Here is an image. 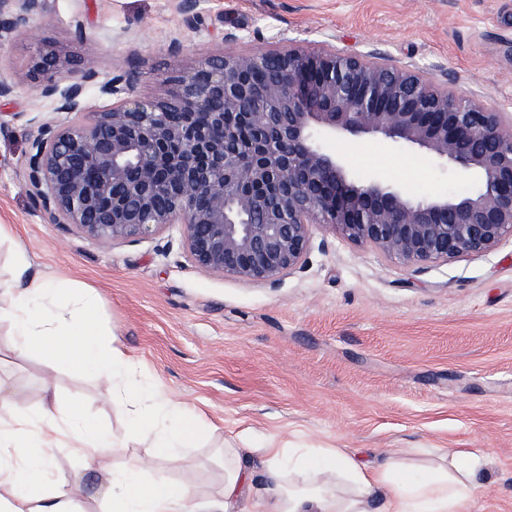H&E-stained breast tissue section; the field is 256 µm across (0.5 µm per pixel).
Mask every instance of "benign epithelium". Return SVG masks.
<instances>
[{
    "instance_id": "1",
    "label": "benign epithelium",
    "mask_w": 512,
    "mask_h": 512,
    "mask_svg": "<svg viewBox=\"0 0 512 512\" xmlns=\"http://www.w3.org/2000/svg\"><path fill=\"white\" fill-rule=\"evenodd\" d=\"M42 7L0 0V43ZM236 42L224 37V53L184 72L183 44L171 39V88L152 100L132 96L135 69L100 84L94 61L71 70L39 48L36 93L63 119L42 122L31 141L25 180L36 207L101 247L181 224L198 270L272 287L303 265L316 224L419 268L512 239L511 112L383 56ZM96 84L115 102L80 119ZM367 136L418 149L472 188L412 199L329 148Z\"/></svg>"
}]
</instances>
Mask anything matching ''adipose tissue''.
Masks as SVG:
<instances>
[{"mask_svg":"<svg viewBox=\"0 0 512 512\" xmlns=\"http://www.w3.org/2000/svg\"><path fill=\"white\" fill-rule=\"evenodd\" d=\"M16 266L15 282L0 290V321L12 325L17 349L67 362L111 383L113 400L131 415L132 431L151 437L156 457L177 460L202 431V417L140 384L137 363L104 336L93 289L29 276L22 257ZM43 392L37 416L13 407L9 420L0 419V512H73L78 481L57 478V453L93 459L116 446L111 431L91 424L79 406H62L52 383H44ZM262 453L267 463L262 484H254L248 469L233 465L224 474L220 499L196 497L185 483L144 480L137 468L103 476L100 494L113 512H237L246 498L252 512H369L375 500L381 503L378 512H471L468 480L481 464L476 453L458 451L447 466L417 475L396 458L375 467L340 448H298L289 455L266 447ZM287 463L307 474L305 484L286 483ZM339 475L351 484L350 494L330 489Z\"/></svg>","mask_w":512,"mask_h":512,"instance_id":"obj_1","label":"adipose tissue"}]
</instances>
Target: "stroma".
<instances>
[{
	"label": "stroma",
	"instance_id": "stroma-1",
	"mask_svg": "<svg viewBox=\"0 0 512 512\" xmlns=\"http://www.w3.org/2000/svg\"><path fill=\"white\" fill-rule=\"evenodd\" d=\"M197 10L205 23L195 29L176 0H44L28 27L0 44V80L14 88L0 100V225L11 228L0 239V283L11 282L21 247L31 274L94 288L100 325L137 360L140 381L204 414L197 447L178 465L157 461L148 478L218 496L225 449L246 451L259 480L265 463L252 451L270 442L341 448L374 466L392 455L423 470L444 454L478 450L485 464L473 512H512L511 239L417 271L315 225L303 266L272 287L200 272L178 224L100 247L51 223L24 179L30 137L54 110L32 92L34 39L71 63L95 61L104 81L136 66L141 99L168 91L171 38L183 40L188 70L233 33L241 49L274 36L286 47L379 52L510 112L512 0H198ZM332 148L414 198L470 187L379 139ZM46 378L63 404L81 405L119 443L92 460L57 457L58 473L81 479L79 512H103L101 472L131 469L152 454L150 438L131 434L92 374L18 353L10 323L0 322V400L37 414Z\"/></svg>",
	"mask_w": 512,
	"mask_h": 512
}]
</instances>
